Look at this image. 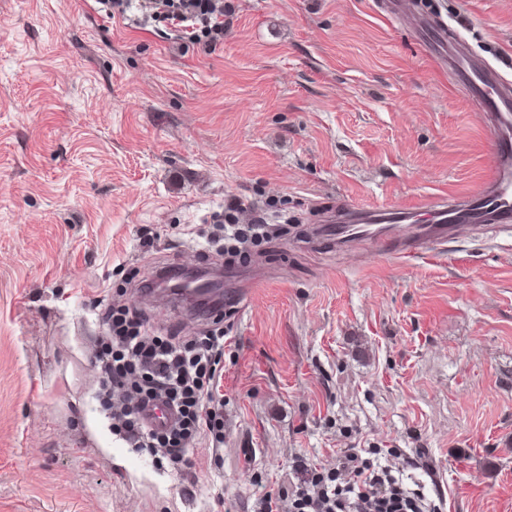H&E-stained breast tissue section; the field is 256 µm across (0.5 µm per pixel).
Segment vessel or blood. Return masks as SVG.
I'll list each match as a JSON object with an SVG mask.
<instances>
[{"label":"vessel or blood","mask_w":512,"mask_h":512,"mask_svg":"<svg viewBox=\"0 0 512 512\" xmlns=\"http://www.w3.org/2000/svg\"><path fill=\"white\" fill-rule=\"evenodd\" d=\"M417 39L434 35L437 69L453 70L469 97L484 113L493 134V150L483 188L459 199L432 197L418 209L337 206L330 233L337 243L371 242L379 250L405 258L433 256L472 224L512 223V80L498 65L477 58L464 34L444 18H414Z\"/></svg>","instance_id":"vessel-or-blood-1"}]
</instances>
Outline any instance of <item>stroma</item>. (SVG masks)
I'll return each mask as SVG.
<instances>
[{
	"mask_svg": "<svg viewBox=\"0 0 512 512\" xmlns=\"http://www.w3.org/2000/svg\"><path fill=\"white\" fill-rule=\"evenodd\" d=\"M512 67V0H435ZM491 136L377 0H224L207 51L95 0H0V512H259L375 448L445 512H512V225L433 258L337 249L326 209L478 193ZM269 225L210 256L212 213ZM173 263L252 280L224 312V442L154 468L97 393L105 308Z\"/></svg>",
	"mask_w": 512,
	"mask_h": 512,
	"instance_id": "35a3bbf8",
	"label": "stroma"
}]
</instances>
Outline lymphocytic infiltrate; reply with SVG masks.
Returning a JSON list of instances; mask_svg holds the SVG:
<instances>
[{"label":"lymphocytic infiltrate","mask_w":512,"mask_h":512,"mask_svg":"<svg viewBox=\"0 0 512 512\" xmlns=\"http://www.w3.org/2000/svg\"><path fill=\"white\" fill-rule=\"evenodd\" d=\"M107 17L137 10L143 22L172 31L180 40L210 48L224 40V0H98ZM111 334L98 362L100 390L110 398L112 432L129 447L171 465L183 461L199 438L224 441V332L186 342L151 336L126 305L109 312ZM163 402L177 412L175 423L154 430L143 421L147 405ZM441 512L420 494L409 492L399 476L364 458L361 449L345 450L339 471L314 470L278 493L265 494L260 512Z\"/></svg>","instance_id":"lymphocytic-infiltrate-1"}]
</instances>
